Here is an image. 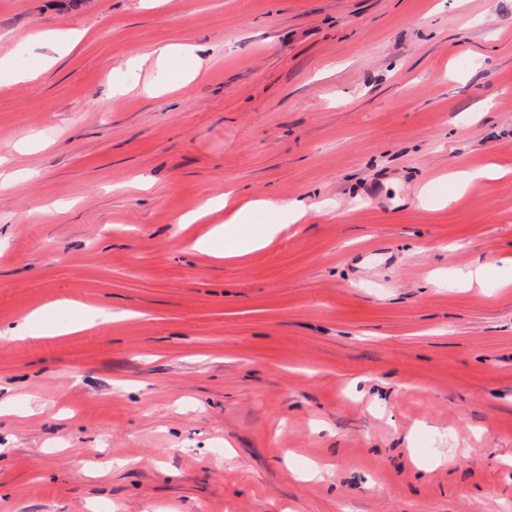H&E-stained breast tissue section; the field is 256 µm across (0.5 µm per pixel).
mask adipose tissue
<instances>
[{
	"mask_svg": "<svg viewBox=\"0 0 512 512\" xmlns=\"http://www.w3.org/2000/svg\"><path fill=\"white\" fill-rule=\"evenodd\" d=\"M84 36L83 31L55 29L40 31L37 38L44 48L43 54L37 56L29 68L13 73L16 82L26 81L35 77L40 71L51 66L58 56L67 54L75 49ZM222 211L226 214L223 224L217 225L212 231L213 239L224 240V254L228 257L241 256L267 245L278 234L283 223L301 222L307 215V210L296 202H285L274 199L244 200L234 191L208 200L198 210L180 216L183 224H193L208 214ZM266 212L271 221L262 233H251L249 227L257 212Z\"/></svg>",
	"mask_w": 512,
	"mask_h": 512,
	"instance_id": "1",
	"label": "adipose tissue"
}]
</instances>
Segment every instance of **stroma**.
<instances>
[{"label":"stroma","mask_w":512,"mask_h":512,"mask_svg":"<svg viewBox=\"0 0 512 512\" xmlns=\"http://www.w3.org/2000/svg\"><path fill=\"white\" fill-rule=\"evenodd\" d=\"M511 257L512 0H0V512H512ZM83 36L84 32L80 30L60 31L49 29L40 31L37 38L50 53L38 55L31 67L13 73L10 81L21 82L32 79L40 71L51 66L57 60L56 55L61 56L75 49ZM198 48L192 44L158 45L143 58H137L130 64L132 70L140 69L150 60L155 66L164 67L177 61L192 62L197 58ZM508 170L497 165H487L483 168L451 174L448 178L452 180L454 191L466 187L475 180H491L504 176ZM221 210L227 212L224 225L215 226L209 239L197 241L193 247L203 248L222 238L225 242L224 257L241 256L267 245L276 234L286 227V225L280 224V220L295 224L307 216L306 208L297 202L274 199L243 200L233 190H228L224 194L208 200L198 210L180 216L178 221L182 224H194L208 214ZM259 211L268 213L273 220L267 224L262 233L253 234L249 230V225ZM59 327V325L52 323L48 319L43 309H37L25 319L18 336L23 338L26 336L47 335L54 332Z\"/></svg>","instance_id":"35a3bbf8"}]
</instances>
